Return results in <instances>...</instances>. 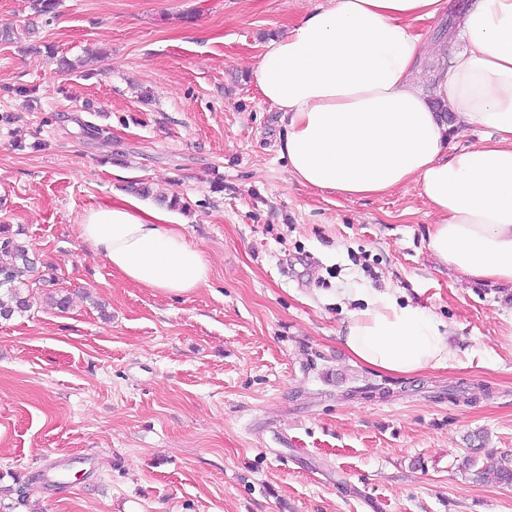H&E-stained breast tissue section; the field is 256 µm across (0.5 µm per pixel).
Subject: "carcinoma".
Masks as SVG:
<instances>
[{"instance_id": "obj_1", "label": "carcinoma", "mask_w": 512, "mask_h": 512, "mask_svg": "<svg viewBox=\"0 0 512 512\" xmlns=\"http://www.w3.org/2000/svg\"><path fill=\"white\" fill-rule=\"evenodd\" d=\"M46 279L34 278V262L29 247L7 227H0V317L8 319L30 308L33 290Z\"/></svg>"}]
</instances>
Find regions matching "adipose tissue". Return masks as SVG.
Returning a JSON list of instances; mask_svg holds the SVG:
<instances>
[{
	"instance_id": "adipose-tissue-1",
	"label": "adipose tissue",
	"mask_w": 512,
	"mask_h": 512,
	"mask_svg": "<svg viewBox=\"0 0 512 512\" xmlns=\"http://www.w3.org/2000/svg\"><path fill=\"white\" fill-rule=\"evenodd\" d=\"M444 0H328L271 42L255 69L287 128L292 179L346 198L417 184L434 222L437 261L476 281L512 285V0H467L462 42L426 96L415 74L427 46L417 23ZM443 102L446 113L436 112ZM474 127L480 144L448 153ZM82 241L124 279L170 297L194 295L211 265L166 208L128 195L86 210ZM340 340L358 363L401 376L450 367L446 324L391 291L353 288Z\"/></svg>"
}]
</instances>
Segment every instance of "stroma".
Segmentation results:
<instances>
[{"label": "stroma", "mask_w": 512, "mask_h": 512, "mask_svg": "<svg viewBox=\"0 0 512 512\" xmlns=\"http://www.w3.org/2000/svg\"><path fill=\"white\" fill-rule=\"evenodd\" d=\"M34 2L0 0V225L70 306L0 319V512H512L464 465L477 436L512 459V288L436 261L416 185L351 200L279 153L253 71L326 0ZM133 183L209 259L195 295L80 239ZM353 286L437 314L454 366L353 361Z\"/></svg>", "instance_id": "stroma-1"}]
</instances>
